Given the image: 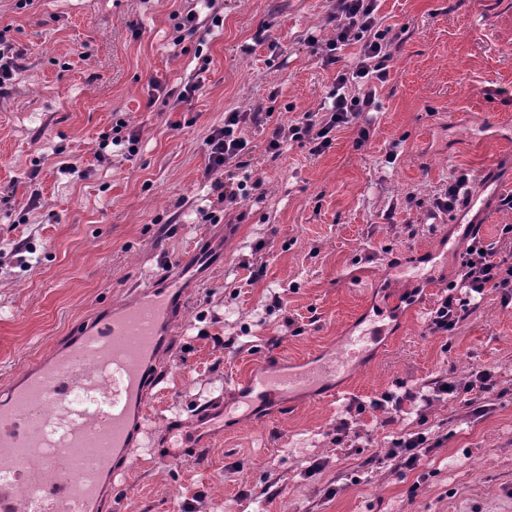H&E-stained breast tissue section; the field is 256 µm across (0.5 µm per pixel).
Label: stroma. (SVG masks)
Listing matches in <instances>:
<instances>
[{"instance_id": "obj_1", "label": "stroma", "mask_w": 512, "mask_h": 512, "mask_svg": "<svg viewBox=\"0 0 512 512\" xmlns=\"http://www.w3.org/2000/svg\"><path fill=\"white\" fill-rule=\"evenodd\" d=\"M182 6L0 0V33L24 51L0 96V386L203 240L217 263L189 285L152 410L188 423L201 402H233L255 366L298 364L376 320L385 336L337 380L336 399L301 394L272 416L229 421L202 459H143L121 512H512V308L489 291L452 335L427 327L457 281L467 223L491 241L512 225L496 206L512 191V0H381L399 38L368 138L343 128L322 155L291 142L274 157L264 127H250L258 187L227 207L210 188L207 137L232 109L289 123L320 108L337 66L308 38L333 35L331 4L222 0V25L180 40ZM195 80L190 101L149 100L152 83ZM120 118L139 152L98 163L99 138ZM65 163L78 175L60 173ZM456 167L473 174L484 215L430 218ZM478 368L496 379L483 416L457 401L409 403L388 426L374 407ZM344 418L359 443L337 442ZM410 431L434 444L417 470L376 463Z\"/></svg>"}]
</instances>
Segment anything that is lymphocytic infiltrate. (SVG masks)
I'll return each mask as SVG.
<instances>
[{"label":"lymphocytic infiltrate","instance_id":"1","mask_svg":"<svg viewBox=\"0 0 512 512\" xmlns=\"http://www.w3.org/2000/svg\"><path fill=\"white\" fill-rule=\"evenodd\" d=\"M330 17L336 23V32L321 47L324 65H336L338 46L352 42L361 45L357 61L338 68L333 88L319 111L303 113L289 124L275 125L267 142L272 154H279L291 141L308 147L311 154L324 153L331 147L337 129L358 125L365 112L374 108L376 85L390 78V41L387 30L381 27L377 0H333ZM257 120L254 112L225 113L223 126L214 128L206 141L210 171H224L233 160L248 153L250 142L245 130ZM459 285L462 294L445 295L431 310L427 324L431 333L453 332L465 319L472 302L483 298L487 291L498 292L502 304L511 305L512 261L503 256L496 243L485 242L478 232H471L460 262ZM495 384L491 370H475L465 383L439 381L431 392L420 394L419 399L427 409L444 397L461 398L479 413L483 410L478 403L479 395L489 393Z\"/></svg>","mask_w":512,"mask_h":512}]
</instances>
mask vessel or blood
Masks as SVG:
<instances>
[{
  "mask_svg": "<svg viewBox=\"0 0 512 512\" xmlns=\"http://www.w3.org/2000/svg\"><path fill=\"white\" fill-rule=\"evenodd\" d=\"M194 246L164 265L131 300L75 323L48 358L32 361L0 392V512H102L106 490H123L143 447L167 464L199 456L222 433L232 408L212 399L198 406L192 430L152 415L147 396L164 379L156 370L186 306V277L208 265ZM385 332L372 325L344 339L342 354L277 373L255 371L242 383L249 408L278 411L287 398L314 393L349 373ZM163 445H154L156 430Z\"/></svg>",
  "mask_w": 512,
  "mask_h": 512,
  "instance_id": "1",
  "label": "vessel or blood"
}]
</instances>
